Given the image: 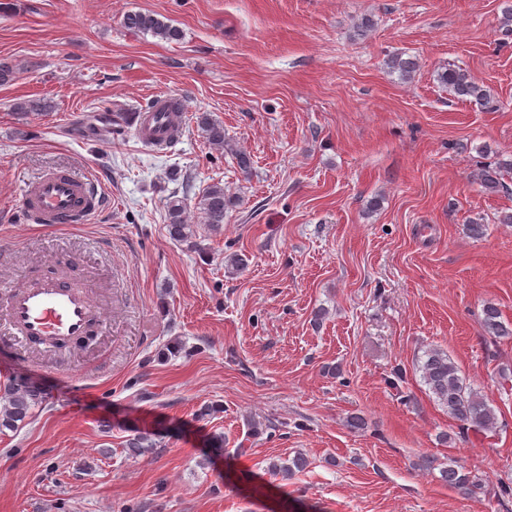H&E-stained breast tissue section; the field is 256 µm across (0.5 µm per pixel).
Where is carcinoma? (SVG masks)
Instances as JSON below:
<instances>
[{
  "label": "carcinoma",
  "mask_w": 512,
  "mask_h": 512,
  "mask_svg": "<svg viewBox=\"0 0 512 512\" xmlns=\"http://www.w3.org/2000/svg\"><path fill=\"white\" fill-rule=\"evenodd\" d=\"M121 26L134 33L150 34L165 42H178L182 31L171 21H165L150 12L130 11L126 13ZM419 62L413 57L400 55L391 57L389 68L408 80L417 71ZM437 81L452 91L456 97L487 107L492 102L490 90L476 82L465 70L455 67L446 68L437 74ZM48 105L41 99H21L13 104L12 111L24 120L30 116L47 111ZM197 127L208 145L231 155L236 167L243 174L250 173L253 161L249 154L235 148L224 136V124L202 113L197 118ZM512 175V160H500L494 165L482 167L477 172V180L488 193L498 194L509 191L504 181L505 175ZM235 200L224 191V185H209L197 203L203 223L213 230L224 228V218ZM166 228L169 238L179 243H189L195 237V225L187 221L186 198L173 195L165 203ZM483 327L486 335L494 339L512 338V327L501 320L497 307L486 305L483 308ZM421 379L427 386L435 402L456 421L464 431H482L497 427L498 418L494 408L470 384L466 382L461 370L448 352L442 348H431L417 365ZM44 404L42 393L33 386L15 385L3 389L0 393V429H16ZM127 447L139 452H148L158 447L153 435L139 433L127 440ZM440 478L450 487L474 493L482 489L478 477L466 472L448 459V465L439 469Z\"/></svg>",
  "instance_id": "carcinoma-1"
}]
</instances>
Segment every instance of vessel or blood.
Listing matches in <instances>:
<instances>
[{"label":"vessel or blood","mask_w":512,"mask_h":512,"mask_svg":"<svg viewBox=\"0 0 512 512\" xmlns=\"http://www.w3.org/2000/svg\"><path fill=\"white\" fill-rule=\"evenodd\" d=\"M155 104L153 112L123 113L117 128L159 151L168 147L172 134L181 133L182 115L163 111V99ZM110 204L98 179L62 168L25 185L19 212L31 224L70 227L91 223ZM104 323V310L79 282L77 263L64 258L55 259L52 272L33 275L13 287L0 308L1 334L49 348L73 346Z\"/></svg>","instance_id":"vessel-or-blood-1"}]
</instances>
